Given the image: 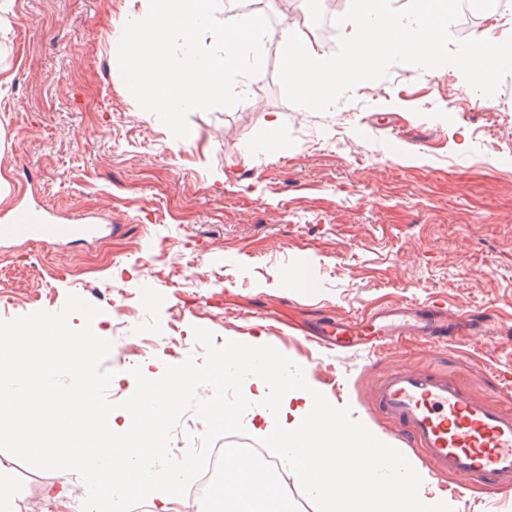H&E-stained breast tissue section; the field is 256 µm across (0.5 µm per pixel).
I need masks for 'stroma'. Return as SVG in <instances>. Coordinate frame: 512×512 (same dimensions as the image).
Here are the masks:
<instances>
[{"label": "stroma", "mask_w": 512, "mask_h": 512, "mask_svg": "<svg viewBox=\"0 0 512 512\" xmlns=\"http://www.w3.org/2000/svg\"><path fill=\"white\" fill-rule=\"evenodd\" d=\"M270 21L260 79L239 80L242 102L196 111L190 140L173 144L137 111L112 68L110 36L141 0H14L0 24V223L38 205L66 224H101L93 242L0 250V319L56 312L68 295L97 305L94 332L112 340L107 398L130 397L132 368L151 379L203 360L195 328L216 345L259 343L303 371L324 406L393 441V422L364 399L389 369L440 371L477 400L512 411V75L491 97L453 66L393 65L326 112L291 104L276 51L288 17ZM273 151L245 163L267 137ZM305 273L311 290L299 288ZM433 303L489 317L492 335L453 344L406 337L347 355L304 330L371 308ZM126 336L181 338L143 353ZM25 503L78 489L73 472L28 468L0 451ZM417 476L446 512H512V490L459 491L454 475Z\"/></svg>", "instance_id": "obj_1"}]
</instances>
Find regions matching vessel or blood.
<instances>
[{"instance_id": "b4317fda", "label": "vessel or blood", "mask_w": 512, "mask_h": 512, "mask_svg": "<svg viewBox=\"0 0 512 512\" xmlns=\"http://www.w3.org/2000/svg\"><path fill=\"white\" fill-rule=\"evenodd\" d=\"M99 231L96 224H60L23 208L0 225V243L18 235L42 245L68 237L86 242ZM481 322L474 314L451 316L439 306L405 303L336 320L315 338L339 353L379 351L403 336H464ZM366 398L397 423V440L431 472L455 475L464 490L474 484L492 492L512 486V413L479 402L446 374L405 366L379 378Z\"/></svg>"}]
</instances>
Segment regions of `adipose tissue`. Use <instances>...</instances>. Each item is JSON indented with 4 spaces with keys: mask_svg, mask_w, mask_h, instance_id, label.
Instances as JSON below:
<instances>
[{
    "mask_svg": "<svg viewBox=\"0 0 512 512\" xmlns=\"http://www.w3.org/2000/svg\"><path fill=\"white\" fill-rule=\"evenodd\" d=\"M225 355L250 362L245 383L272 402L265 431L302 489L324 512H435L417 487L414 467L395 459L384 443H369L363 429H348L326 413L302 377L280 373L255 345L226 346ZM209 512H292L287 489L261 493L250 483L228 484Z\"/></svg>",
    "mask_w": 512,
    "mask_h": 512,
    "instance_id": "1",
    "label": "adipose tissue"
}]
</instances>
